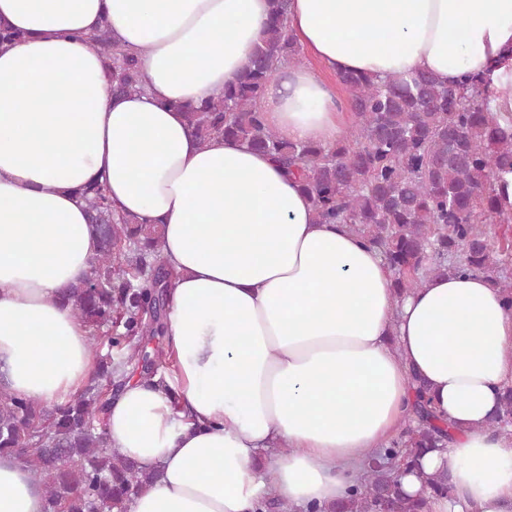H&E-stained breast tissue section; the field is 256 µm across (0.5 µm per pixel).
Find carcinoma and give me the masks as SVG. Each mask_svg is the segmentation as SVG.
Wrapping results in <instances>:
<instances>
[{"mask_svg": "<svg viewBox=\"0 0 512 512\" xmlns=\"http://www.w3.org/2000/svg\"><path fill=\"white\" fill-rule=\"evenodd\" d=\"M290 0H270V22L262 44L224 93L183 108L195 136L215 135L264 151L298 178L322 224H347L375 245L392 272L396 297L422 287L433 275L477 273L501 289L512 306L506 257L512 240L495 242L487 224H511L505 187L512 176V114L494 113L497 92L468 75L444 85L429 73L383 82L344 73L355 121L333 147L285 142L263 122L256 102L282 63L300 62L288 30ZM105 58L114 94L143 89L137 56L103 26L89 39ZM98 237L91 277L69 287L65 299L89 328L92 346L108 348L84 390L50 408L0 386V455L23 457L45 495V512H128L132 497L159 478L112 451L99 414L108 404L105 385L128 363L148 354L134 337L164 334L161 298L176 274L153 267L161 256L163 230L135 217H118L102 184L82 190ZM119 333L112 334V329ZM119 359H114L112 353ZM410 423L384 453L369 461L364 484L332 512H426L428 498L449 496L442 474H426L420 458L448 446V424L437 417L417 378ZM495 430L512 437V386L501 394ZM396 460L416 473L423 494L401 487Z\"/></svg>", "mask_w": 512, "mask_h": 512, "instance_id": "cac0c4a2", "label": "carcinoma"}]
</instances>
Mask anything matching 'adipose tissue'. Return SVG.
Here are the masks:
<instances>
[{
  "label": "adipose tissue",
  "instance_id": "1",
  "mask_svg": "<svg viewBox=\"0 0 512 512\" xmlns=\"http://www.w3.org/2000/svg\"><path fill=\"white\" fill-rule=\"evenodd\" d=\"M270 0H0V371L46 405L97 369L63 297L98 243L83 187L163 228L176 278L163 378L128 375L105 413L112 449L159 479L129 512H311L347 501L411 416L413 378L456 433L422 466L449 497L428 512H512V439L489 423L512 386V311L481 274L439 275L396 297L382 253L315 219L268 154L200 143L181 110L223 94L266 36ZM134 52L142 92L113 95L89 38ZM307 62L258 107L284 141L331 147L347 105L325 74L424 71L512 85V0H291ZM18 459L0 456V512H43Z\"/></svg>",
  "mask_w": 512,
  "mask_h": 512
}]
</instances>
